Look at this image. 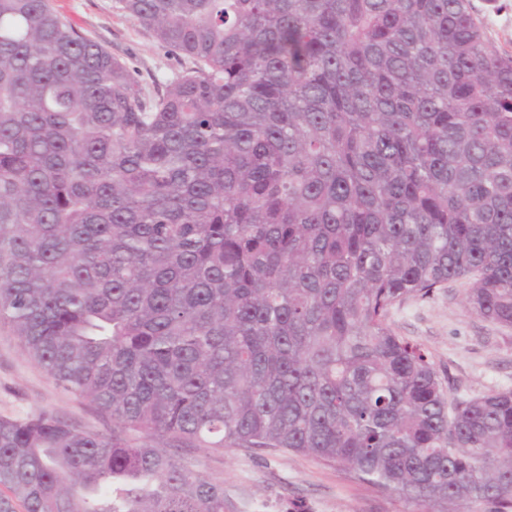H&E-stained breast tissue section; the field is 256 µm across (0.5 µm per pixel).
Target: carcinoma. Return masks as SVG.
Segmentation results:
<instances>
[{
  "instance_id": "cac0c4a2",
  "label": "carcinoma",
  "mask_w": 512,
  "mask_h": 512,
  "mask_svg": "<svg viewBox=\"0 0 512 512\" xmlns=\"http://www.w3.org/2000/svg\"><path fill=\"white\" fill-rule=\"evenodd\" d=\"M117 4L190 63L154 93L0 0V324L112 418L0 416V512H228L168 443L512 512V391L450 398L388 322L460 282L512 327V53L471 0Z\"/></svg>"
}]
</instances>
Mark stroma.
<instances>
[{
  "mask_svg": "<svg viewBox=\"0 0 512 512\" xmlns=\"http://www.w3.org/2000/svg\"><path fill=\"white\" fill-rule=\"evenodd\" d=\"M487 35L512 52V0L490 7L471 0ZM56 8L85 34L130 67L145 84L164 82L178 61L151 34L115 7V0H54ZM388 321L395 333L421 344L444 387L459 398L512 390V328L484 321L465 306L460 284L428 297L396 304ZM52 410L84 429L108 435L111 418L90 401L63 392L22 352L8 327H0V416ZM208 476L224 484L234 512H422L419 505L378 492L341 467L286 451L197 446L178 449Z\"/></svg>",
  "mask_w": 512,
  "mask_h": 512,
  "instance_id": "1",
  "label": "stroma"
}]
</instances>
